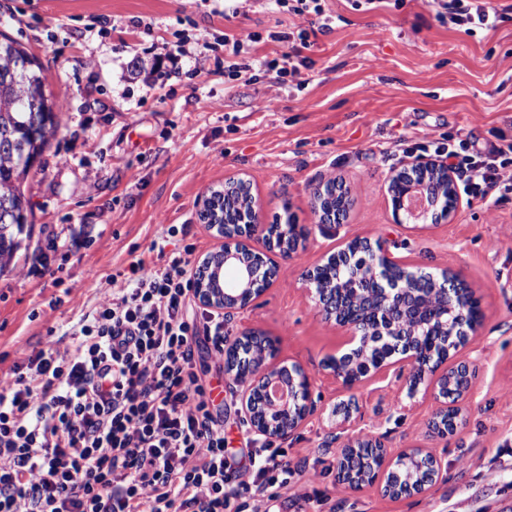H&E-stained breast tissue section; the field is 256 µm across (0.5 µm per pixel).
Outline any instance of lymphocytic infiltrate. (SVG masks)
<instances>
[{
    "mask_svg": "<svg viewBox=\"0 0 512 512\" xmlns=\"http://www.w3.org/2000/svg\"><path fill=\"white\" fill-rule=\"evenodd\" d=\"M308 27L269 33L291 44L275 58L240 62L246 42L232 33L197 48H224L231 75L258 67L297 77L312 30L331 29L325 0H276ZM435 20L468 36L512 18L489 0H429ZM440 161L468 201L512 194V139L486 151L440 144ZM193 247L158 251L154 265L132 258L111 276L112 293L83 313L74 340L48 342L14 364L0 386V512H227L242 495L287 487L296 471L285 451L262 444L251 466L232 469L224 423L200 349L223 353L224 314L198 306Z\"/></svg>",
    "mask_w": 512,
    "mask_h": 512,
    "instance_id": "obj_1",
    "label": "lymphocytic infiltrate"
}]
</instances>
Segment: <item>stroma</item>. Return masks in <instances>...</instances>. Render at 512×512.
Instances as JSON below:
<instances>
[{
    "mask_svg": "<svg viewBox=\"0 0 512 512\" xmlns=\"http://www.w3.org/2000/svg\"><path fill=\"white\" fill-rule=\"evenodd\" d=\"M327 6L339 20L303 50L305 87L297 91L271 72L247 83L224 78L209 52L188 58L162 86L132 71V59L151 46L198 31L256 34L251 55L279 56L285 46L268 33L300 19L274 0H0V30L43 63L47 88L63 103L60 131L26 188L35 226L29 256L0 277V381L107 297L113 270L163 241L168 225H187L196 256L214 251L196 201L241 175L265 223L287 210L308 231L303 249L278 259L265 292L225 319L230 336L264 332L277 361L301 363L313 377L315 414L273 442L301 475L263 499L262 512H512V194L462 203L452 220L420 229L396 223L387 194L414 146L453 138L483 150L512 139V21L470 37L439 25L426 0L371 12L347 0ZM100 16L111 19V32L100 33ZM135 19L152 33L133 30ZM331 178L346 185L352 205L344 223L322 227L309 193ZM77 225L91 243L66 257L51 251ZM354 238L381 240L401 265L452 271L482 300L483 324L458 354L476 368L466 420L448 437L428 428L436 403L408 397L394 373L347 388L319 369L346 332L325 321L301 277ZM43 255L51 271L39 275L33 267ZM211 386L224 403L228 445L246 460L255 434L238 414L236 386L223 374ZM348 399L361 415L351 433L441 459L442 476L425 494L394 499L338 484L347 434L337 431L333 409Z\"/></svg>",
    "mask_w": 512,
    "mask_h": 512,
    "instance_id": "stroma-1",
    "label": "stroma"
}]
</instances>
